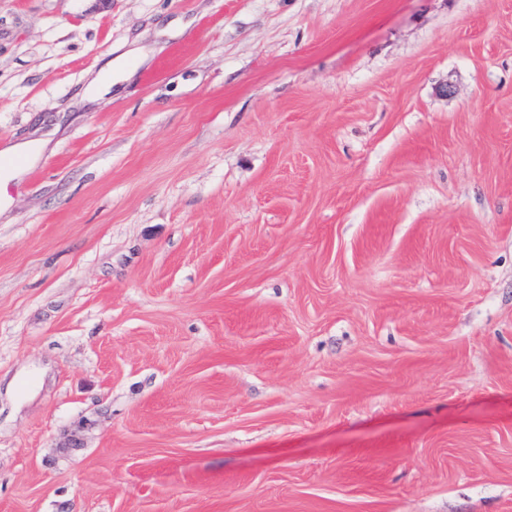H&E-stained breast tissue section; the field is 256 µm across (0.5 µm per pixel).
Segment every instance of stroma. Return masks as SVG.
Segmentation results:
<instances>
[{
	"mask_svg": "<svg viewBox=\"0 0 512 512\" xmlns=\"http://www.w3.org/2000/svg\"><path fill=\"white\" fill-rule=\"evenodd\" d=\"M0 512H512V0H0Z\"/></svg>",
	"mask_w": 512,
	"mask_h": 512,
	"instance_id": "35a3bbf8",
	"label": "stroma"
}]
</instances>
